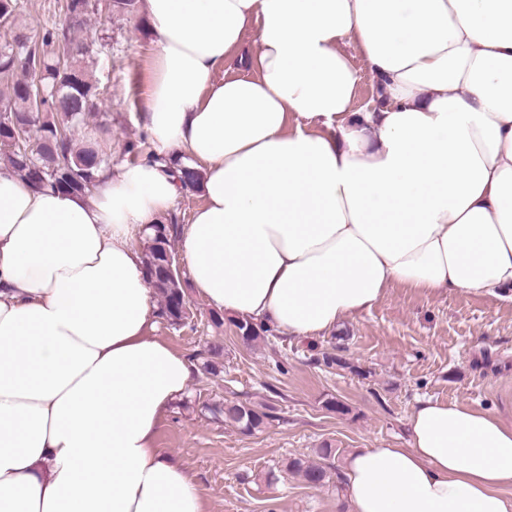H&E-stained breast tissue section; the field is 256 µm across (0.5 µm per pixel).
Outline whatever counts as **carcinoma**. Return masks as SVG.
<instances>
[{"label":"carcinoma","instance_id":"cac0c4a2","mask_svg":"<svg viewBox=\"0 0 512 512\" xmlns=\"http://www.w3.org/2000/svg\"><path fill=\"white\" fill-rule=\"evenodd\" d=\"M135 0H102L95 8L89 0H63L64 14L79 13L82 19L99 11L112 17V8L130 10ZM23 9V0H0V24L11 26ZM84 52L73 42L70 30L51 28L31 38L23 31L0 45V148L8 150V161L33 187L50 186L68 194H85L96 182L98 170L110 160L98 144L88 138L74 146L72 131L87 115L98 111L97 87L79 62ZM177 217L168 224L153 225L143 264L149 285L164 301L163 315L172 326L187 319L188 309L179 278L169 270L166 254L170 238L177 232ZM239 339L251 346L271 332L250 320H237ZM201 370L210 375L222 372L215 361L221 350L210 346ZM215 419L252 433L265 427L272 415L243 402L226 400L209 407ZM318 460L288 459L285 470L300 476L309 486L323 488L340 480L334 459L336 449L328 443L315 450Z\"/></svg>","mask_w":512,"mask_h":512}]
</instances>
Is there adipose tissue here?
I'll use <instances>...</instances> for the list:
<instances>
[{
  "instance_id": "1",
  "label": "adipose tissue",
  "mask_w": 512,
  "mask_h": 512,
  "mask_svg": "<svg viewBox=\"0 0 512 512\" xmlns=\"http://www.w3.org/2000/svg\"><path fill=\"white\" fill-rule=\"evenodd\" d=\"M154 157L88 194L0 166V512H204L157 448L195 364L153 336L142 256L180 234L215 308L309 338L388 288L512 299V0H145ZM250 72L224 77L246 35ZM352 42L378 101L355 106ZM346 459L353 512H512V420L420 402Z\"/></svg>"
}]
</instances>
